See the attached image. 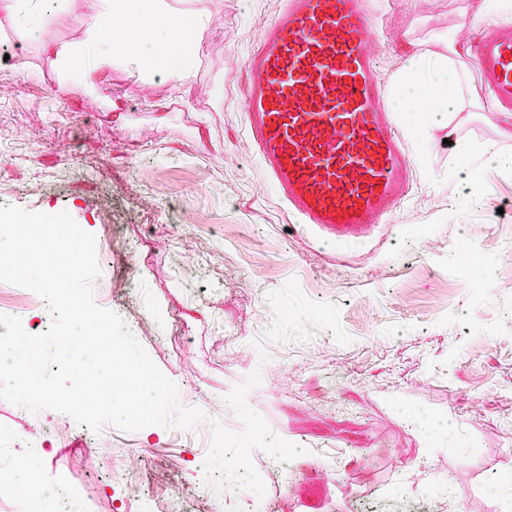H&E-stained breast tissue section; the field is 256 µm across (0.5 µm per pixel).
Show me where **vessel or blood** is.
Masks as SVG:
<instances>
[{"label": "vessel or blood", "instance_id": "1", "mask_svg": "<svg viewBox=\"0 0 512 512\" xmlns=\"http://www.w3.org/2000/svg\"><path fill=\"white\" fill-rule=\"evenodd\" d=\"M367 0H282L245 61L247 131L267 180L318 236L350 246L405 197L410 168L368 51ZM480 81L512 111V25L477 41Z\"/></svg>", "mask_w": 512, "mask_h": 512}]
</instances>
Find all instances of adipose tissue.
Here are the masks:
<instances>
[{"label": "adipose tissue", "mask_w": 512, "mask_h": 512, "mask_svg": "<svg viewBox=\"0 0 512 512\" xmlns=\"http://www.w3.org/2000/svg\"><path fill=\"white\" fill-rule=\"evenodd\" d=\"M185 20L197 28L204 26L206 16L201 12L185 17L176 14L167 0H98L76 39L48 45L47 50L74 66L72 90L87 93L103 77L105 67L115 62L139 74H167L170 46ZM458 62L459 52L453 46L448 49L447 62L428 69L419 59L410 58L396 81L399 93L392 98L393 110L402 111L406 101L417 95L440 98L446 109H455L460 98Z\"/></svg>", "instance_id": "obj_1"}]
</instances>
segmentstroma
Segmentation results:
<instances>
[{
  "label": "stroma",
  "mask_w": 512,
  "mask_h": 512,
  "mask_svg": "<svg viewBox=\"0 0 512 512\" xmlns=\"http://www.w3.org/2000/svg\"><path fill=\"white\" fill-rule=\"evenodd\" d=\"M202 12L194 64L150 79L120 66L83 96L47 43L71 41L96 0L44 18L0 12V204L68 212L97 240L100 307L118 313L202 410L195 428L99 432L67 415L0 400V512H31L14 472L38 462L77 512H494L512 466V112L488 103L473 63L479 35L512 24L492 0H370L369 52L385 85L410 57L462 54L459 111L418 98L391 115L412 183L369 240L326 246L297 229L246 130L244 63L281 0H167ZM38 24L39 39L23 35ZM473 144L461 170L456 142ZM0 282V314L45 332V302ZM424 412L442 423L411 424ZM43 423L47 436L28 429ZM130 468L113 473V460Z\"/></svg>",
  "instance_id": "stroma-1"
}]
</instances>
